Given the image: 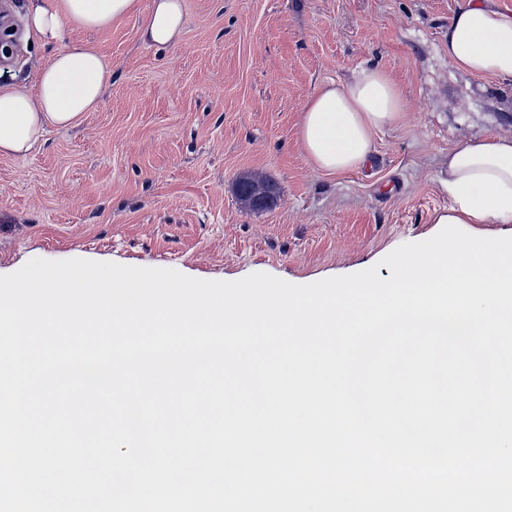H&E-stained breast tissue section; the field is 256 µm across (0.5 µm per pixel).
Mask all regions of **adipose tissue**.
Returning <instances> with one entry per match:
<instances>
[{
  "label": "adipose tissue",
  "instance_id": "adipose-tissue-1",
  "mask_svg": "<svg viewBox=\"0 0 512 512\" xmlns=\"http://www.w3.org/2000/svg\"><path fill=\"white\" fill-rule=\"evenodd\" d=\"M138 8L139 0H29L28 30L57 51L40 68L34 92L0 87V154H28L48 127L74 126L101 102L112 69L92 47L65 43L66 26L101 29ZM184 26V0H150L142 39L171 46ZM447 38L460 70L512 79L511 12L466 0L449 20ZM404 107L399 87L376 64L352 80L327 82L302 107L303 155L328 175L360 170L377 133L397 125ZM447 185L451 205L441 223L512 224V136L486 135L450 150Z\"/></svg>",
  "mask_w": 512,
  "mask_h": 512
}]
</instances>
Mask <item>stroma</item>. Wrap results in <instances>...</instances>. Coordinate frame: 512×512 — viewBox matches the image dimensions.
I'll use <instances>...</instances> for the list:
<instances>
[{
  "label": "stroma",
  "mask_w": 512,
  "mask_h": 512,
  "mask_svg": "<svg viewBox=\"0 0 512 512\" xmlns=\"http://www.w3.org/2000/svg\"><path fill=\"white\" fill-rule=\"evenodd\" d=\"M66 42L109 61L95 111L50 129L26 157L0 155V275L34 258L170 268L202 280L265 272L304 285L377 267L431 238L447 213L448 152L512 136V80L474 76L448 57L465 0H184L173 47L141 43L149 0ZM0 85L34 91L53 46L21 35ZM384 68L405 101L361 170L329 176L298 141L303 103L324 83ZM273 185L252 209L236 185Z\"/></svg>",
  "instance_id": "obj_1"
}]
</instances>
